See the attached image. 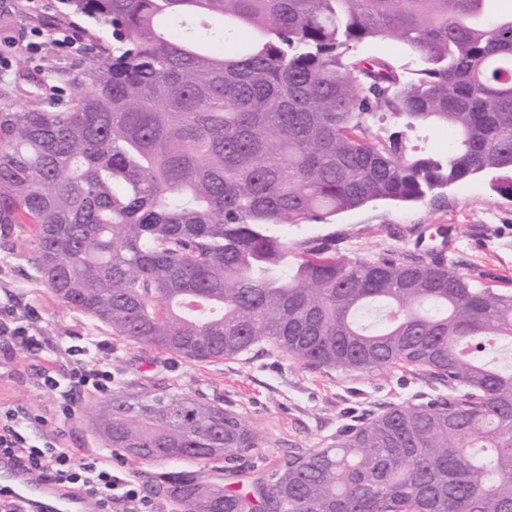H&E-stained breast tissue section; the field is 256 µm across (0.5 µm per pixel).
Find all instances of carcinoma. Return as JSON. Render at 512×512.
<instances>
[{"label": "carcinoma", "instance_id": "cac0c4a2", "mask_svg": "<svg viewBox=\"0 0 512 512\" xmlns=\"http://www.w3.org/2000/svg\"><path fill=\"white\" fill-rule=\"evenodd\" d=\"M492 0H65L90 66L60 110L0 89V248L50 292L192 361L268 345L309 369L393 368L448 400L393 405L269 473L261 436L181 393L120 391L90 424L135 460L224 461L152 486L179 512H512V291L453 261L338 256L283 229L500 172L512 194V14ZM391 37L409 69L350 47ZM440 125L448 151L412 153Z\"/></svg>", "mask_w": 512, "mask_h": 512}]
</instances>
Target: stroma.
I'll use <instances>...</instances> for the list:
<instances>
[{
	"label": "stroma",
	"instance_id": "35a3bbf8",
	"mask_svg": "<svg viewBox=\"0 0 512 512\" xmlns=\"http://www.w3.org/2000/svg\"><path fill=\"white\" fill-rule=\"evenodd\" d=\"M65 10L63 0H0V56L8 60L0 73L17 85L18 106H33L39 95L62 94L51 78L53 71L77 76L89 65L91 55L83 44L57 45L61 34L72 30L61 20ZM36 30L42 50L31 55L25 46ZM498 185L497 175L480 174L448 186L438 198L411 205L372 202L337 214L328 224L313 221L288 227V240L329 238L337 253L364 257L385 252L421 256L443 246L447 258L485 272L492 285L512 289V198ZM0 306L26 315L33 333L53 345H79L87 336L106 339L113 390L185 393L241 415L263 440L250 459L259 471L276 466L288 453L333 445L343 431L389 406L448 396L446 383L418 371L311 370L268 347L232 359L195 362L130 342L63 306L44 285L33 264L32 247L23 238L0 250ZM40 366V360L31 357L9 360L7 374L0 378V405L25 409L35 419V432L59 436L75 457H96L110 464L113 473L134 475L153 512H175L169 501L150 493L160 474L214 475L212 462L150 464L104 447L88 423L99 395H81L71 419L48 418L52 399L34 384Z\"/></svg>",
	"mask_w": 512,
	"mask_h": 512
}]
</instances>
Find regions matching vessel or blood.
Segmentation results:
<instances>
[{
    "label": "vessel or blood",
    "instance_id": "b4317fda",
    "mask_svg": "<svg viewBox=\"0 0 512 512\" xmlns=\"http://www.w3.org/2000/svg\"><path fill=\"white\" fill-rule=\"evenodd\" d=\"M0 487L10 491L22 512H85V499L79 492L59 486L4 453H0Z\"/></svg>",
    "mask_w": 512,
    "mask_h": 512
}]
</instances>
